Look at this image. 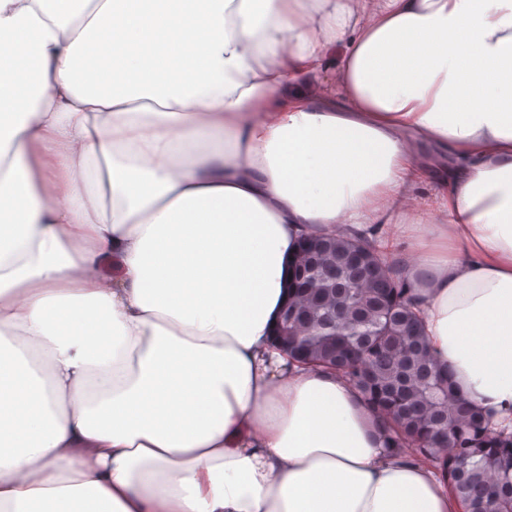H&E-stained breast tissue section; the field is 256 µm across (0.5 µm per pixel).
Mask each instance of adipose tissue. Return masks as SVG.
<instances>
[{
  "mask_svg": "<svg viewBox=\"0 0 512 512\" xmlns=\"http://www.w3.org/2000/svg\"><path fill=\"white\" fill-rule=\"evenodd\" d=\"M139 2L0 0V512H466L272 331L375 237L512 431V0Z\"/></svg>",
  "mask_w": 512,
  "mask_h": 512,
  "instance_id": "adipose-tissue-1",
  "label": "adipose tissue"
}]
</instances>
